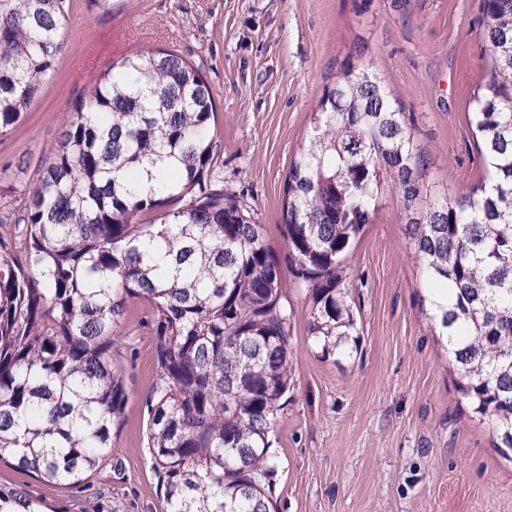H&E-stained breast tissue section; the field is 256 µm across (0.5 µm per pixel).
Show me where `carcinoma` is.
<instances>
[{"instance_id": "1", "label": "carcinoma", "mask_w": 512, "mask_h": 512, "mask_svg": "<svg viewBox=\"0 0 512 512\" xmlns=\"http://www.w3.org/2000/svg\"><path fill=\"white\" fill-rule=\"evenodd\" d=\"M69 0H0V142L63 51ZM489 67L473 97L484 177L450 200L385 79L336 72L285 187L284 238L323 357L359 332L341 268L394 190L446 330L460 390L512 448V0H480ZM202 70L126 56L76 100L36 181L0 208V460L61 487L104 464L127 394L112 362L129 300L151 306L158 374L148 449L168 512H271L270 434L293 383L280 262L236 196L206 183L219 152ZM0 512H43L0 487Z\"/></svg>"}]
</instances>
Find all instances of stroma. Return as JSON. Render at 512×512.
<instances>
[{"instance_id":"obj_1","label":"stroma","mask_w":512,"mask_h":512,"mask_svg":"<svg viewBox=\"0 0 512 512\" xmlns=\"http://www.w3.org/2000/svg\"><path fill=\"white\" fill-rule=\"evenodd\" d=\"M479 0H71L59 64L0 143V198L36 181L78 95L122 57L165 48L199 65L221 143L214 168L262 224L280 262L288 170L352 41L383 76L429 158L426 180L470 196L483 168L471 99L489 61ZM356 301L357 352L323 359L307 335L312 304L290 270L294 383L271 434L276 512H512V461L490 417L459 389L428 304L432 286L404 211L382 197L343 265ZM112 360L127 392L108 461L63 489L0 461V484L47 512H167L147 448L157 359L151 314L131 300Z\"/></svg>"}]
</instances>
